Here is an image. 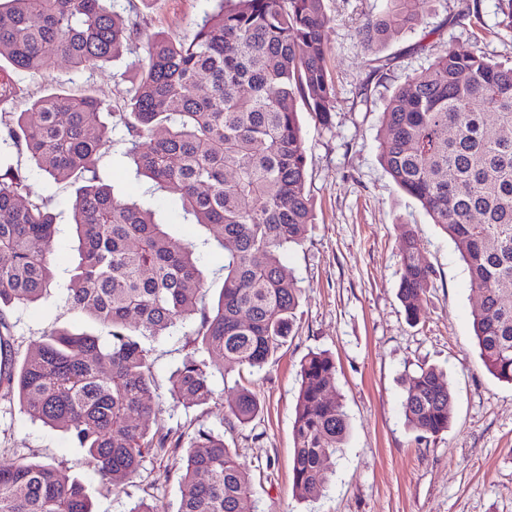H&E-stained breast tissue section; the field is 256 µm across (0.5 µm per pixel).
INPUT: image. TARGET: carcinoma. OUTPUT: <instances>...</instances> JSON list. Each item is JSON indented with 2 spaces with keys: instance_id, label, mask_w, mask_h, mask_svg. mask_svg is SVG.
I'll use <instances>...</instances> for the list:
<instances>
[{
  "instance_id": "obj_1",
  "label": "carcinoma",
  "mask_w": 512,
  "mask_h": 512,
  "mask_svg": "<svg viewBox=\"0 0 512 512\" xmlns=\"http://www.w3.org/2000/svg\"><path fill=\"white\" fill-rule=\"evenodd\" d=\"M112 0H0V61L36 76L56 58L77 71L145 52L126 111L88 88L51 93L27 112H0V129L37 169L74 184L78 260L66 288L71 308L108 328L106 339L47 331L20 367H0V394L64 431L114 494L155 448L182 436L152 426L155 400L145 340L196 315L201 347L169 378L187 407L213 396L211 377L263 368L286 343L302 289L283 253L304 241L313 219L298 103L322 120L335 100L324 65L330 18L324 0H218L219 10L186 42L126 24ZM418 0H387L358 28L373 56L416 21ZM109 112L123 126L140 175L175 196L185 219L224 248V285L212 308L192 246L172 239L154 213L115 195L98 175L111 143ZM379 158L394 183L453 241L480 295L472 328L487 371L512 384V65L474 51L441 50L389 97ZM55 216L29 195L27 177L0 168V349L4 309L50 291ZM398 295L419 319L432 269L409 225H401ZM336 363L312 352L300 363L293 425V482L302 499L319 493L349 432L335 385ZM454 398L443 374L422 367L404 380L402 410L420 436L448 430ZM260 411L240 385L231 415ZM177 512H249L251 477L201 423L189 438ZM0 512H93L84 484L52 463L0 465Z\"/></svg>"
}]
</instances>
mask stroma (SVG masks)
<instances>
[{"instance_id":"stroma-1","label":"stroma","mask_w":512,"mask_h":512,"mask_svg":"<svg viewBox=\"0 0 512 512\" xmlns=\"http://www.w3.org/2000/svg\"><path fill=\"white\" fill-rule=\"evenodd\" d=\"M384 6L385 0H325L331 19L325 66L336 99L327 121L299 113L314 220L303 243L283 255L303 294L287 345L248 378L261 403L258 416L245 425L231 416L234 381L218 375L213 378L216 395L208 404L167 403L171 371L197 345L194 322L146 342L155 359L156 392L165 401L159 423L186 438L202 423L223 432L226 445L252 476V512H512V384L491 375L479 358L471 325L479 297L453 242L397 187L378 157L382 112L396 87L424 71L448 45L511 65L512 31L499 24L498 0H423L416 25L382 49L388 66L378 77L355 30ZM468 6L476 8V16L460 19ZM114 9L147 33L183 39L214 12L215 3L114 0ZM143 56L135 42L119 59L90 72L73 71L61 58L33 78L4 66L0 74L15 79L17 93L0 110L25 112L49 89L77 93L92 85L111 97L113 111H121L138 81L136 62ZM364 93L369 102L363 106ZM0 163L26 171L30 194L50 200L57 214L50 292L6 312L11 353L19 363L52 327L98 336L104 330L66 302L76 254L70 224L73 185L43 174L9 141L0 140ZM99 172L120 198L152 209L170 236L193 244L207 284L204 302L216 303L224 281L223 249L205 227L183 221L177 200L137 175L122 131L113 133ZM404 224L418 237L433 270L414 322L398 299ZM319 351L336 360V387L350 431L327 488L302 500L292 478L297 371L308 353ZM423 365L442 369L454 396L450 428L428 438L408 427L401 405L404 375ZM182 456V450L172 448L153 453L122 493H109L65 433L32 420L17 400L0 397V464L59 465L84 482L94 512H129L143 499L155 512H176Z\"/></svg>"}]
</instances>
